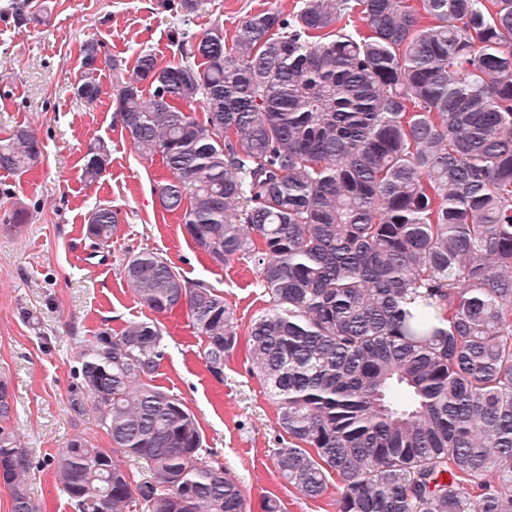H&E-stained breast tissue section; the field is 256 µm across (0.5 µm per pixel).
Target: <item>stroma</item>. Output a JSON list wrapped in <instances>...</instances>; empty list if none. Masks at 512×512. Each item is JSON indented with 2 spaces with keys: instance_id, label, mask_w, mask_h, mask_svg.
I'll return each instance as SVG.
<instances>
[{
  "instance_id": "35a3bbf8",
  "label": "stroma",
  "mask_w": 512,
  "mask_h": 512,
  "mask_svg": "<svg viewBox=\"0 0 512 512\" xmlns=\"http://www.w3.org/2000/svg\"><path fill=\"white\" fill-rule=\"evenodd\" d=\"M161 2L28 0L30 10H45L47 21L21 25L12 17L16 0H0V140L26 127L42 152L41 164L26 173L0 170V379L11 387L21 443L39 464L30 492L43 512H75L47 458L80 436L102 448L110 445L91 420L74 415L70 399L84 341L104 328L120 335L130 323L153 316L121 273L130 254H161L183 278L222 290L240 329L268 307L250 261L214 265L185 233L180 215L160 207L157 189L168 173L160 162L141 158L116 121L113 71H100L103 93L96 104H85L74 92L81 47L89 40L100 42L103 53L127 70L143 49L163 64L179 60L171 42L177 20ZM298 3L200 0L186 31L196 38L218 24L231 40L246 16L269 9L287 16ZM96 139L108 144L111 158L89 185L82 168ZM100 204L118 217L102 249L85 234ZM20 207L26 222L4 223ZM162 323L168 350L154 383L195 415L206 446L235 476L252 508L273 494L285 512H336V475H328L323 495L312 500L277 473L273 453L287 436L264 384L246 371L244 353H233L222 376H214L205 365L203 339L185 313L163 317Z\"/></svg>"
}]
</instances>
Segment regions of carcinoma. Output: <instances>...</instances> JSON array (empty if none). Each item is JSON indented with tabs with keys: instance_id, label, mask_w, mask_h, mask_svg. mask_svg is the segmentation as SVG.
I'll use <instances>...</instances> for the list:
<instances>
[{
	"instance_id": "cac0c4a2",
	"label": "carcinoma",
	"mask_w": 512,
	"mask_h": 512,
	"mask_svg": "<svg viewBox=\"0 0 512 512\" xmlns=\"http://www.w3.org/2000/svg\"><path fill=\"white\" fill-rule=\"evenodd\" d=\"M418 2L300 0L247 16L230 46L219 25L193 42L177 27L181 61L142 50L126 77L88 40L76 94L97 102L112 68L122 129L169 173L161 208L214 264L252 262L269 307L245 337L224 293L166 258L122 273L156 315L186 312L215 377L245 347L288 484L318 499L336 474L337 512H512V0ZM40 156L25 128L0 141V169ZM109 163L95 141L82 176ZM115 228L98 205L86 233ZM167 349L156 319L82 346L71 409L112 446L79 437L49 459L75 512H251L152 383ZM13 415L0 399V480L12 512H42Z\"/></svg>"
}]
</instances>
